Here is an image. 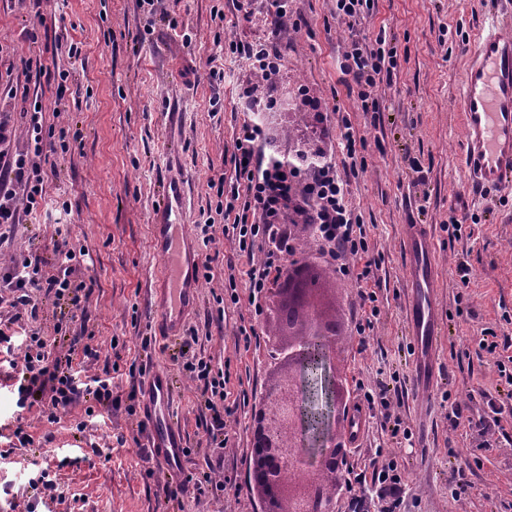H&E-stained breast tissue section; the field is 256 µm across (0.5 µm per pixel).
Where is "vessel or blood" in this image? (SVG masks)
I'll list each match as a JSON object with an SVG mask.
<instances>
[{"instance_id":"1","label":"vessel or blood","mask_w":512,"mask_h":512,"mask_svg":"<svg viewBox=\"0 0 512 512\" xmlns=\"http://www.w3.org/2000/svg\"><path fill=\"white\" fill-rule=\"evenodd\" d=\"M458 107L465 127L459 159L469 179L483 190L511 191V35L491 32L478 38L465 68ZM185 210L184 182L166 179L163 202L151 216V246L165 272L148 300L150 326L163 339L181 334L199 298L201 257L182 223ZM404 251L411 283L406 307L410 385L423 398L434 385L435 343L442 334L434 311L437 256L427 225H405ZM171 395L167 371H153L142 385V417L150 430V446L172 480L179 474L185 441L182 430L169 419Z\"/></svg>"}]
</instances>
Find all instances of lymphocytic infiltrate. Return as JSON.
Wrapping results in <instances>:
<instances>
[{
  "mask_svg": "<svg viewBox=\"0 0 512 512\" xmlns=\"http://www.w3.org/2000/svg\"><path fill=\"white\" fill-rule=\"evenodd\" d=\"M374 10L375 0H336V19L350 32L339 70L352 78L360 108L366 113L380 111L379 87L391 81L398 68L397 52L388 47L385 33H378L370 41L358 30ZM224 55L247 63L253 78L239 84L238 95L256 116L243 121L234 131L233 175L208 182L217 201L214 214L199 226L202 242L207 245L214 242L216 235H223L238 255L246 257L248 296L244 300L255 323L269 312L273 289L303 288L312 279V267L294 258V229L300 224L309 226L317 246V263L332 268L338 278L356 286L357 308L349 318L350 333L364 336L379 314L377 296L369 286L377 279L380 260L370 253L368 229L362 217L348 204L345 175L365 170L362 152L366 141L355 138L350 121L342 117L338 123L339 145L347 158L344 167H337L333 159L322 155L304 165L295 156L271 148L259 114L272 109L275 102L258 98L254 81L276 79L284 61L281 48L272 38H230L224 42ZM42 122L41 110L30 113L34 150L13 152L9 149L10 121L0 117V228L10 229L22 223L44 198L39 162L43 152ZM55 256L56 271L52 274L44 272L41 259L33 255L0 269V278L11 289L17 309L11 326L0 328V348L10 354L9 365L17 378V405L22 409L36 404L47 407L52 422L56 421L58 410L67 409L80 394L108 406L113 403L111 377H81L72 363L51 358L44 338L15 328L22 313L37 315L42 295L61 300L85 290V283L70 280L77 259L75 248L59 244ZM182 368L200 390L206 410L212 413L214 428L226 429L227 418L236 412L226 403L229 373L194 354L186 356ZM356 398L378 415L382 428L402 433L404 439L412 438L411 429L404 427L398 405L384 384L369 388L357 383ZM223 467V458H216L205 470H191L179 483H166L165 493L172 500L190 493L223 496ZM368 467L370 476H359L356 488L350 491L349 512H368L366 494L370 491L388 499L392 512H397L406 488L397 460L379 453L370 458Z\"/></svg>",
  "mask_w": 512,
  "mask_h": 512,
  "instance_id": "obj_1",
  "label": "lymphocytic infiltrate"
}]
</instances>
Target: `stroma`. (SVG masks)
<instances>
[{
    "instance_id": "1",
    "label": "stroma",
    "mask_w": 512,
    "mask_h": 512,
    "mask_svg": "<svg viewBox=\"0 0 512 512\" xmlns=\"http://www.w3.org/2000/svg\"><path fill=\"white\" fill-rule=\"evenodd\" d=\"M153 29H145L147 7L140 0H0V113L10 116L18 149L30 150L27 114L41 102L44 127H64L67 153L47 154L55 175L45 180L47 201L26 223L0 238V266L34 254L54 260L59 225L87 254L76 263L74 280L91 283L85 315L46 299L26 329L46 339L53 356L68 353L73 337H90L97 357L86 359L89 374L112 365L117 395H126L124 375L132 363L165 367L173 391L171 417L192 454L186 468L204 467L211 456L205 414L198 393L182 371V340L142 350L150 335L147 290L162 274L151 250L150 216L163 199L166 178L181 179L187 192L188 226H196L213 194L210 178L232 176L233 132L249 117L238 84L249 75L245 62L225 63L223 81L212 80L207 62L221 55L218 38L254 40L278 31L285 54L271 89L274 117L265 119L269 137L286 154L307 148L335 161L336 141L313 134L314 112L339 109L366 140L367 168L352 178L348 200L366 224L369 246L380 255L375 288L380 315L367 345L357 337L336 341V370L347 387L376 381L398 392L401 415L413 432L397 445L378 419L369 418L349 468L359 474L375 449H398L408 476L400 512H512V385L496 362L506 351L477 354L480 339L512 336V192H473L456 160L463 115L461 91L466 45L512 17V0H377L363 35L386 32L397 49L400 69L381 85L382 110L363 112L340 81L338 52L348 35L336 22L335 0H288L286 21L275 22L261 0L252 22L238 21L234 0H158ZM80 45L79 58L55 52L57 42ZM41 58L48 74L25 75L24 62ZM69 72L58 86L57 70ZM420 172H413L411 161ZM69 201L70 215L55 204ZM467 208L477 224L451 238L445 228L452 210ZM406 224L429 225L439 256L436 316L444 330L436 345L432 402L423 405L410 389L411 365L404 302L410 288L402 242ZM214 280L202 284L190 324L202 336L201 352L214 366H229L231 399L239 400L228 431L224 473L243 479L250 446L247 401L263 397L275 369L268 338L240 345L235 333L248 316L246 286L239 305L218 313L211 295L229 267L245 271L246 259L230 243L208 245ZM464 261L473 272L461 286L453 270ZM0 353V512H262L259 500L226 489L221 499L161 495L162 474L146 477L133 438L137 417L114 411L103 423L86 422L85 401H77L58 422L41 407H17ZM468 397V413L501 409L502 430L482 438L469 429L449 433L444 393ZM49 467L55 490L37 484ZM472 488L461 498L452 491L459 475Z\"/></svg>"
}]
</instances>
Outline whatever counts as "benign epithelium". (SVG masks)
I'll return each mask as SVG.
<instances>
[{"label": "benign epithelium", "instance_id": "benign-epithelium-1", "mask_svg": "<svg viewBox=\"0 0 512 512\" xmlns=\"http://www.w3.org/2000/svg\"><path fill=\"white\" fill-rule=\"evenodd\" d=\"M336 337L314 329L277 348L290 374L269 389L258 437L267 477L286 471L303 480L288 487V512H335L332 483L346 481V449L336 442V404L344 382L336 374Z\"/></svg>", "mask_w": 512, "mask_h": 512}]
</instances>
